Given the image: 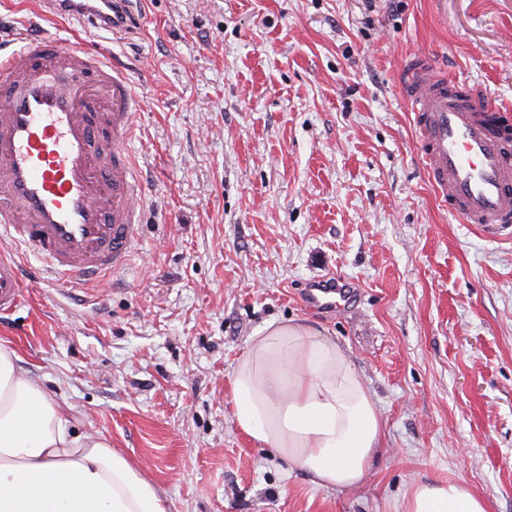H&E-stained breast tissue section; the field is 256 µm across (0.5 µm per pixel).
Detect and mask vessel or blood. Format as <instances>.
Instances as JSON below:
<instances>
[{
    "label": "vessel or blood",
    "mask_w": 512,
    "mask_h": 512,
    "mask_svg": "<svg viewBox=\"0 0 512 512\" xmlns=\"http://www.w3.org/2000/svg\"><path fill=\"white\" fill-rule=\"evenodd\" d=\"M125 0H35L42 18H73L124 34ZM401 92L428 179L466 223L512 237V119L473 87L436 73L422 53ZM139 97L108 49L22 41L0 57V242L35 253L62 287L110 281L139 229L143 188L126 143ZM338 286L309 288L308 305L339 308ZM20 302L17 262L0 258V314Z\"/></svg>",
    "instance_id": "obj_1"
}]
</instances>
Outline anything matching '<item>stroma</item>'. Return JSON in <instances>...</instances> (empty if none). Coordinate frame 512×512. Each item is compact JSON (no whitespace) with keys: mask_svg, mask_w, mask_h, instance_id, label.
I'll list each match as a JSON object with an SVG mask.
<instances>
[{"mask_svg":"<svg viewBox=\"0 0 512 512\" xmlns=\"http://www.w3.org/2000/svg\"><path fill=\"white\" fill-rule=\"evenodd\" d=\"M111 49L143 107L127 149L145 214L104 295L32 255L0 344L79 431L143 469L170 512H401L415 482L467 483L512 512V238L446 209L400 72L429 54L512 114V0H130ZM73 42L0 0V42ZM345 278L344 307H309ZM338 342L385 417L362 485L324 490L240 433L231 376L255 332ZM339 283H320L318 282L312 288H308L307 293L305 294V301L308 305L329 311H336V309L341 307L339 300H336V294L340 296V291L346 285L344 282ZM337 290L339 292H337Z\"/></svg>","mask_w":512,"mask_h":512,"instance_id":"stroma-1","label":"stroma"}]
</instances>
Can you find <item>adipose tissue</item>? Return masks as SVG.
I'll use <instances>...</instances> for the list:
<instances>
[{
	"mask_svg": "<svg viewBox=\"0 0 512 512\" xmlns=\"http://www.w3.org/2000/svg\"><path fill=\"white\" fill-rule=\"evenodd\" d=\"M0 345V512H169L139 467L81 434ZM236 428L314 485L352 490L383 442L385 419L343 349L300 322H272L234 370ZM402 512H490L461 482H419Z\"/></svg>",
	"mask_w": 512,
	"mask_h": 512,
	"instance_id": "ef3b65f1",
	"label": "adipose tissue"
}]
</instances>
